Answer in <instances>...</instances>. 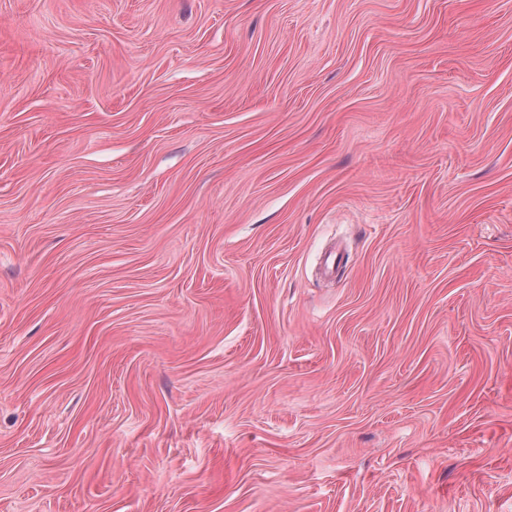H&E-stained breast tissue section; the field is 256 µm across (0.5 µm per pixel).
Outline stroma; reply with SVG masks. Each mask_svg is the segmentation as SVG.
I'll use <instances>...</instances> for the list:
<instances>
[{
    "label": "stroma",
    "mask_w": 512,
    "mask_h": 512,
    "mask_svg": "<svg viewBox=\"0 0 512 512\" xmlns=\"http://www.w3.org/2000/svg\"><path fill=\"white\" fill-rule=\"evenodd\" d=\"M0 512H512V0H0Z\"/></svg>",
    "instance_id": "35a3bbf8"
}]
</instances>
